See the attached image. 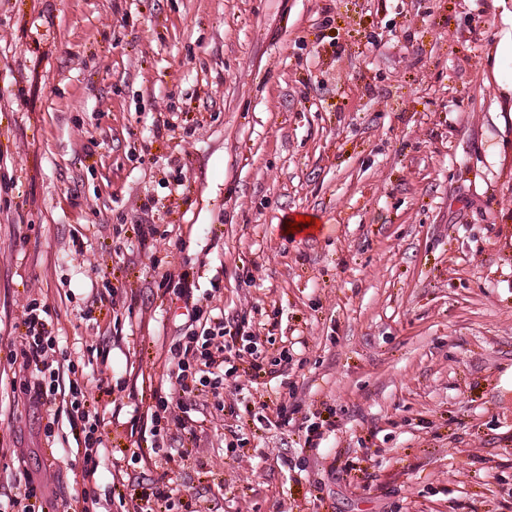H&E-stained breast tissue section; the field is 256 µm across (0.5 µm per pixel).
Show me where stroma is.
<instances>
[{"label":"stroma","instance_id":"stroma-1","mask_svg":"<svg viewBox=\"0 0 512 512\" xmlns=\"http://www.w3.org/2000/svg\"><path fill=\"white\" fill-rule=\"evenodd\" d=\"M500 15L0 0V499L84 488L82 422L15 360L35 304L98 411V512H512ZM187 287L264 373L235 361L159 440Z\"/></svg>","mask_w":512,"mask_h":512}]
</instances>
